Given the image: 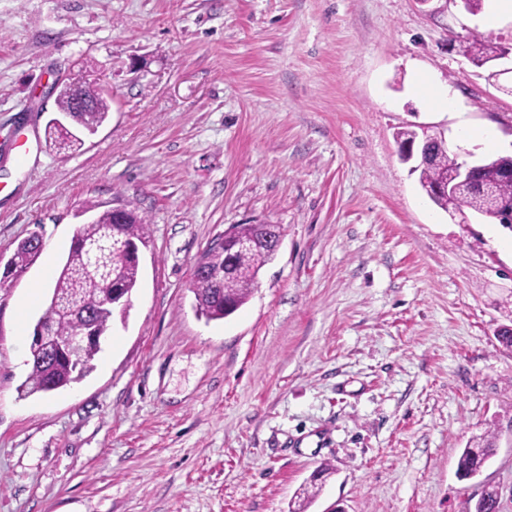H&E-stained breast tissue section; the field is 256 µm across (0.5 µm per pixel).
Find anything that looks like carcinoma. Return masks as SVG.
Wrapping results in <instances>:
<instances>
[{
  "mask_svg": "<svg viewBox=\"0 0 512 512\" xmlns=\"http://www.w3.org/2000/svg\"><path fill=\"white\" fill-rule=\"evenodd\" d=\"M463 54L478 66L497 58L503 47L475 35L462 47ZM85 96L95 100V105L83 112L72 111V99ZM57 109L70 112L71 123L93 132L109 117L110 105L107 97L96 93V88L77 84L72 94L57 98ZM48 143L57 152L75 153L84 146L83 139L57 125L45 128ZM428 139L436 147L432 160L414 167L419 173V183L424 191L448 181V148L442 135L430 134ZM488 170L478 173L476 180L484 182L497 169H512V154L497 155L485 159ZM429 199L443 211L459 216L466 224L475 214L498 221L512 230V180L494 182L493 199L488 200L477 192V187L464 185L448 193H435ZM112 210L96 214V219L80 226L62 267L51 288L48 307L56 309L49 318L48 327L53 341L67 344L79 335L88 322L94 324L104 336L108 332L115 309L105 306L104 291L100 283L113 282L134 293L139 283V267L127 254L131 240L147 243L146 217L131 209L124 223H115ZM42 248V239L33 235L22 240L9 260L16 271L23 270ZM204 258L209 263V272L193 274L192 290L195 295V311L208 321L221 320L235 313L252 293L259 271L273 259V254L257 247L235 254L229 267H224V250L209 248ZM99 349L94 345L84 346L75 356V361L61 362L46 359V351L30 345L31 370L19 387L23 396L50 393L64 389L87 376L93 369ZM495 437L485 440L480 446L463 450L457 465L459 477L476 476L483 464L494 454Z\"/></svg>",
  "mask_w": 512,
  "mask_h": 512,
  "instance_id": "1",
  "label": "carcinoma"
}]
</instances>
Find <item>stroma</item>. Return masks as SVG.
I'll return each mask as SVG.
<instances>
[{"label":"stroma","instance_id":"35a3bbf8","mask_svg":"<svg viewBox=\"0 0 512 512\" xmlns=\"http://www.w3.org/2000/svg\"><path fill=\"white\" fill-rule=\"evenodd\" d=\"M463 0H0V512H512V231L434 205L398 130L475 161L512 152V96L462 55L512 47ZM458 112L432 108L420 76ZM106 87L74 154L45 141L54 80ZM490 143L461 141L459 118ZM148 245L95 370L19 397L87 207ZM283 242L239 310L197 316L194 264L234 224ZM37 293L19 313L17 302ZM497 431L480 476L466 447ZM317 497L302 491L320 467ZM503 48L502 46L484 40L479 35H473L472 39L467 42V45L462 47V51L473 63L478 66H483L497 58L503 51ZM510 53L512 54V48L506 49L498 59ZM42 248V239L38 235L22 240L9 260L11 271H22Z\"/></svg>","mask_w":512,"mask_h":512}]
</instances>
